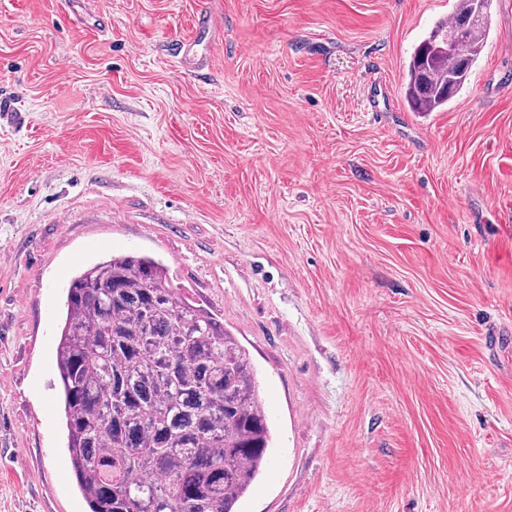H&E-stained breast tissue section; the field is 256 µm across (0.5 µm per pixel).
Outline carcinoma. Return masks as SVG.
<instances>
[{"label": "carcinoma", "mask_w": 512, "mask_h": 512, "mask_svg": "<svg viewBox=\"0 0 512 512\" xmlns=\"http://www.w3.org/2000/svg\"><path fill=\"white\" fill-rule=\"evenodd\" d=\"M458 0L407 65L413 112L448 105L488 37ZM57 349L67 450L88 512H235L270 448L254 371L224 324L171 287L159 263L124 255L71 280Z\"/></svg>", "instance_id": "carcinoma-1"}]
</instances>
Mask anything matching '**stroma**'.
I'll list each match as a JSON object with an SVG mask.
<instances>
[{
	"label": "stroma",
	"instance_id": "stroma-1",
	"mask_svg": "<svg viewBox=\"0 0 512 512\" xmlns=\"http://www.w3.org/2000/svg\"><path fill=\"white\" fill-rule=\"evenodd\" d=\"M454 4L0 0V512H87L56 353L118 254L257 372L237 512H512V0L446 109L404 98Z\"/></svg>",
	"mask_w": 512,
	"mask_h": 512
}]
</instances>
